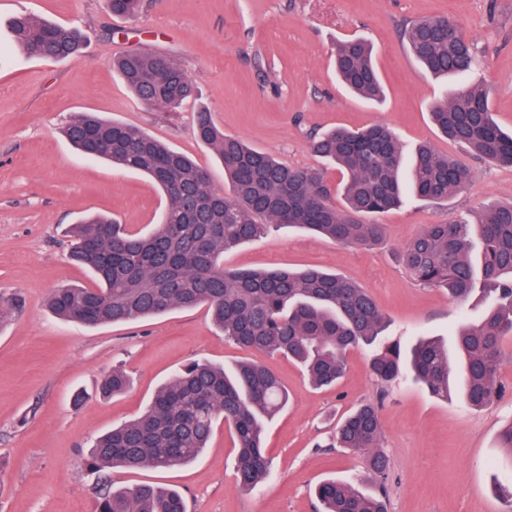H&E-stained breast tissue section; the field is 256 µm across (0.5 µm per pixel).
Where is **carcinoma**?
Segmentation results:
<instances>
[{
    "label": "carcinoma",
    "mask_w": 512,
    "mask_h": 512,
    "mask_svg": "<svg viewBox=\"0 0 512 512\" xmlns=\"http://www.w3.org/2000/svg\"><path fill=\"white\" fill-rule=\"evenodd\" d=\"M139 4L106 0L119 16L134 14ZM10 33L11 45L38 59L62 61L83 49L77 31L30 14L13 17ZM404 35L430 73L458 80L451 97L431 110L442 135L476 157L512 164V133L496 124L486 90L470 80L479 56L464 28L454 19L433 16L412 22ZM335 62L348 90L368 100L383 97L368 42H339ZM112 66L147 105L176 109L194 95L189 75L164 54L134 50L115 57ZM63 134L80 151L88 138L107 143L99 159L150 177L168 203L159 224L145 236L100 214L70 225L69 258L91 272L93 286L50 293L46 307L56 317L99 326L205 305L214 326L235 345L298 363L318 388L343 377L349 351L369 347L372 374L384 391L406 377L446 401L450 381L458 376L474 408L502 392L501 345L512 337V204H487L477 224H427L399 253L401 265L418 284L445 288L461 303L473 297L491 300L478 320L455 333V362L448 345L433 337L418 339L406 351L400 342L388 340L384 315L373 298L336 273L224 266L225 252L266 236L273 227L307 229L342 245H375L386 235L375 217L400 206L406 188L433 203L459 192L470 177L461 160L423 145L404 177L402 145L389 127L333 128L311 135L309 148L346 175L343 185L334 188L320 169L289 166L225 135L201 109L196 137L224 165L229 184L224 192L197 180L201 167L188 155L137 126L80 112L67 121ZM337 194L344 199L343 209L336 206ZM128 386L126 373L114 369L99 392L109 398ZM287 402V390L260 363L240 361L226 369L194 361L163 384L139 416L99 436L88 467L94 472L179 467L196 459L224 422L238 448L237 485L253 491L271 472L263 445L266 426ZM379 412L377 403L359 405L334 436L336 447L364 456L378 490L368 493L342 481H324L315 489L318 512H387L389 459L380 450ZM97 512L187 509L179 491L144 485L105 491Z\"/></svg>",
    "instance_id": "carcinoma-1"
}]
</instances>
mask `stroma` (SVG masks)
Here are the masks:
<instances>
[{"instance_id": "35a3bbf8", "label": "stroma", "mask_w": 512, "mask_h": 512, "mask_svg": "<svg viewBox=\"0 0 512 512\" xmlns=\"http://www.w3.org/2000/svg\"><path fill=\"white\" fill-rule=\"evenodd\" d=\"M23 12L79 29L88 46L63 61L15 54L0 63V302L24 301L0 328V512H93L105 485L175 488L188 512H316L314 488L322 480L372 489L362 457L329 441L344 416L377 399L381 448L390 459L388 512H505L492 485L512 479V455L498 445L500 430L512 422V339L503 345L504 390L477 409L459 395L441 400L414 383L380 395L366 349L348 354L336 386L314 388L287 359L229 342L203 306L88 327L54 317L44 299L53 289L91 282L68 260L65 227L104 212L144 234L166 205L146 177L73 149L61 132L72 115L93 112L137 126L193 157L218 187L224 169L195 135L202 108L225 134L295 167L319 164L308 131L373 123L392 127L405 153L427 142L455 156L458 146L429 115L444 86L411 54L404 28L424 17L458 20L478 47L476 77L493 118L512 132V0H141L131 17L112 14L105 0H9L0 5V40ZM355 37L373 46L386 89L382 103L349 94L337 79L336 45ZM135 49L177 61L196 86L195 101L167 111L137 100L112 69L115 55ZM465 161L470 179L448 202L411 196L381 216L383 244L342 246L282 227L225 253L224 263L317 266L368 290L390 339L407 346L420 336L450 337L462 321L481 316L484 302L463 305L445 289L417 285L395 253L424 225L473 223L485 204L512 203V166L470 155ZM251 359L271 369L289 396L268 429L272 476L260 489H238L236 449L222 424L201 456L178 468H87L92 440L137 416L177 368L193 360L228 366ZM118 367L131 386L102 399L98 386ZM78 390L84 401L76 408Z\"/></svg>"}]
</instances>
